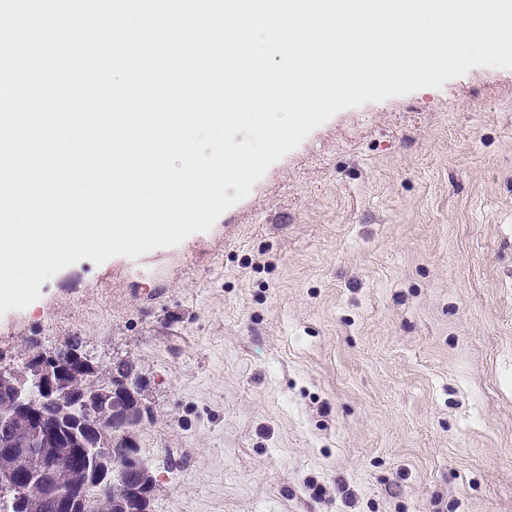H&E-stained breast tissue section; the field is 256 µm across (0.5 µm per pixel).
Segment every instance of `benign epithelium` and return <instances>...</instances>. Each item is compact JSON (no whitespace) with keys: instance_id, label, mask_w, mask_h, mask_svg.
Listing matches in <instances>:
<instances>
[{"instance_id":"obj_1","label":"benign epithelium","mask_w":512,"mask_h":512,"mask_svg":"<svg viewBox=\"0 0 512 512\" xmlns=\"http://www.w3.org/2000/svg\"><path fill=\"white\" fill-rule=\"evenodd\" d=\"M59 369L54 354L43 353L27 359L23 370L0 366V389L12 390L15 400L0 405V429L9 435L5 453L13 458V466L0 470V496L21 498L28 512H72L76 498L83 491L80 478L68 483L55 481L58 459L64 455L83 454L72 440L63 437L40 413L39 396L56 388L54 377ZM50 441L53 447L45 448ZM112 469L118 471L112 485V496L120 499L140 494L148 488L149 467L133 448L112 451Z\"/></svg>"}]
</instances>
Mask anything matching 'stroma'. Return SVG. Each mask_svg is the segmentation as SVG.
<instances>
[{
	"mask_svg": "<svg viewBox=\"0 0 512 512\" xmlns=\"http://www.w3.org/2000/svg\"><path fill=\"white\" fill-rule=\"evenodd\" d=\"M0 316L129 358L152 512H512V69L344 109L205 232Z\"/></svg>",
	"mask_w": 512,
	"mask_h": 512,
	"instance_id": "stroma-1",
	"label": "stroma"
}]
</instances>
